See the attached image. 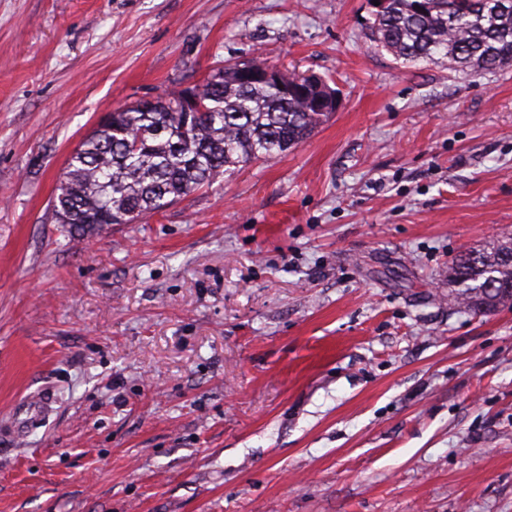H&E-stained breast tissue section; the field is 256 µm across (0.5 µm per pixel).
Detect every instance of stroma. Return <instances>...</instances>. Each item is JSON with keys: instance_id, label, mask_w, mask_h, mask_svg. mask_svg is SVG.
I'll list each match as a JSON object with an SVG mask.
<instances>
[{"instance_id": "stroma-1", "label": "stroma", "mask_w": 512, "mask_h": 512, "mask_svg": "<svg viewBox=\"0 0 512 512\" xmlns=\"http://www.w3.org/2000/svg\"><path fill=\"white\" fill-rule=\"evenodd\" d=\"M370 0H0V512H512V68L373 47ZM328 79L299 147L133 224L51 203L100 117L253 55ZM448 281L454 297L473 313L494 311L512 303V238L490 252L465 250L451 267Z\"/></svg>"}]
</instances>
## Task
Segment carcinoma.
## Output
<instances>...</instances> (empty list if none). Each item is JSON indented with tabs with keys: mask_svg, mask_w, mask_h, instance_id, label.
Returning <instances> with one entry per match:
<instances>
[{
	"mask_svg": "<svg viewBox=\"0 0 512 512\" xmlns=\"http://www.w3.org/2000/svg\"><path fill=\"white\" fill-rule=\"evenodd\" d=\"M369 37L405 64L448 60L480 74L512 67V0H384ZM237 64L194 84L202 109L181 112L178 95L107 113L71 155L57 187L54 220L69 234L131 224L224 180L253 160L298 147L329 116L304 93L308 79L281 68V83L243 79ZM454 297L473 313L512 303V238L489 252L466 250L451 267Z\"/></svg>",
	"mask_w": 512,
	"mask_h": 512,
	"instance_id": "cac0c4a2",
	"label": "carcinoma"
}]
</instances>
